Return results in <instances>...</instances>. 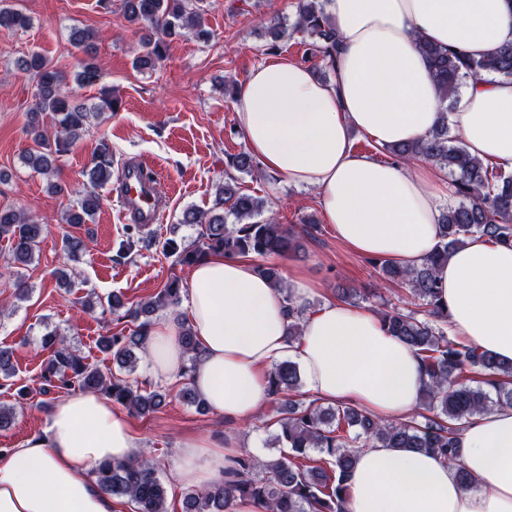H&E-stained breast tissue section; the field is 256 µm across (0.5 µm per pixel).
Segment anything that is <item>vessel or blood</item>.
<instances>
[{
	"mask_svg": "<svg viewBox=\"0 0 512 512\" xmlns=\"http://www.w3.org/2000/svg\"><path fill=\"white\" fill-rule=\"evenodd\" d=\"M125 219L139 224H155L160 219L163 198L150 166L136 161L123 169L116 192Z\"/></svg>",
	"mask_w": 512,
	"mask_h": 512,
	"instance_id": "vessel-or-blood-1",
	"label": "vessel or blood"
}]
</instances>
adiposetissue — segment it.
<instances>
[{
    "label": "adipose tissue",
    "mask_w": 512,
    "mask_h": 512,
    "mask_svg": "<svg viewBox=\"0 0 512 512\" xmlns=\"http://www.w3.org/2000/svg\"><path fill=\"white\" fill-rule=\"evenodd\" d=\"M339 50L330 81L285 56L268 59L239 86L236 112L265 170L315 189L320 209L350 252L419 266L434 250L452 204L448 174L420 158L382 161L356 151L353 133L381 147L426 138L440 117L467 152L512 168V79L470 80L442 114L425 40L473 58L512 44V0H328ZM448 328L512 363V247L475 236L437 273ZM181 320L148 331L147 370L179 379L180 341L190 327L200 357L197 394L225 420L242 423L269 401L267 374L293 361L312 398L352 404L385 419L418 410L427 381L420 360L374 312L327 301L288 338L279 292L247 257L209 256L193 267ZM459 466L414 448L360 449L348 480V512H512V407L469 418L459 429ZM235 436L189 438L175 478L203 488L223 481L241 451ZM126 415L95 393L56 401L45 438L0 455V512H116L94 486L105 461L139 456ZM474 478L462 486L457 467Z\"/></svg>",
    "instance_id": "adipose-tissue-1"
}]
</instances>
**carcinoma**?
Listing matches in <instances>:
<instances>
[{"mask_svg": "<svg viewBox=\"0 0 512 512\" xmlns=\"http://www.w3.org/2000/svg\"><path fill=\"white\" fill-rule=\"evenodd\" d=\"M325 2L300 0L293 27L312 39L313 68L321 78L333 69L339 45ZM122 8L125 19L144 32L145 52L135 61L138 69L156 67L165 58L170 44L187 30H195L199 37L207 35L202 28L203 0H123ZM28 24V18L19 11L0 7V29L24 28ZM95 40L96 34L91 31L71 32L70 44L85 55L80 69L71 77L37 51L17 61L18 69L35 82L28 130L33 146L26 150L23 160L38 174L54 176L58 158L98 118V113L79 101L71 88L73 84L87 87L100 81ZM421 49L430 62L443 103L452 102L460 86L469 79L484 75L512 78V45L480 59L459 56L430 43L422 44ZM43 114L51 117V133L42 128L39 117ZM385 151L400 160L426 158L448 170L453 176L454 195L460 197L457 204L444 212L439 244L420 266L406 268L385 259L373 260L384 281L406 286L420 301L421 309L417 310L383 298L375 313L387 332L409 345L421 361L428 377L422 411L406 421L393 422L380 420L354 405H326L317 399H306L300 394L296 364L281 361L268 375L274 420H264V427H277L279 455L263 459L247 452L240 454L234 460L231 479L204 489L182 491L183 512H233L239 499L253 500L265 512H344L346 481L359 448H420L456 464L459 425L475 414L512 406V365L502 364L448 336V315L437 302L439 287L435 275L448 255L475 235L495 244H512V174L470 156L450 135L446 108L442 110L441 123L427 139L392 145ZM256 170L258 163L246 151L227 156L226 178L216 186L212 207L183 212L181 223L198 225V238L189 245L167 238L162 243L163 254L173 258L174 264L191 268L213 253L262 259L286 257L301 249L303 240L315 238L318 226L310 220L296 230L264 216L265 200L243 190L238 178L232 175L234 171L251 174ZM86 177L88 186L77 192V202L61 216L66 224H86L99 210L101 196L97 189L112 179V151L107 144H101L92 157ZM227 214L236 223L227 224ZM43 232L44 225L26 212L0 209V239L9 243L0 279L6 276L12 280L15 297L20 301L30 295L22 269L39 252ZM84 250L82 239H65L64 254L68 259L78 260ZM256 269L283 291L290 319L288 340L297 339L307 306L294 304L284 292L276 265L259 264ZM182 292V279L175 275L156 295L130 306L116 295L105 301L99 296L89 297L86 307L105 304L112 313L118 312L120 318L136 324V329L126 336L105 331L98 339L100 350L112 355L119 370H132L136 351L143 348L148 328L158 314L166 310L176 312ZM181 342L189 361L183 372L187 380L199 351L191 329L186 326L182 327ZM40 344L49 352L41 373L44 395L76 389L102 392L112 404L138 416L156 412L168 398V392L161 387L135 386L112 371L105 373L90 365L65 337L54 331L45 332ZM95 474L101 493L118 502L133 503L134 512H168L169 489L153 461L139 456L125 462H104L96 467Z\"/></svg>", "mask_w": 512, "mask_h": 512, "instance_id": "obj_1", "label": "carcinoma"}]
</instances>
